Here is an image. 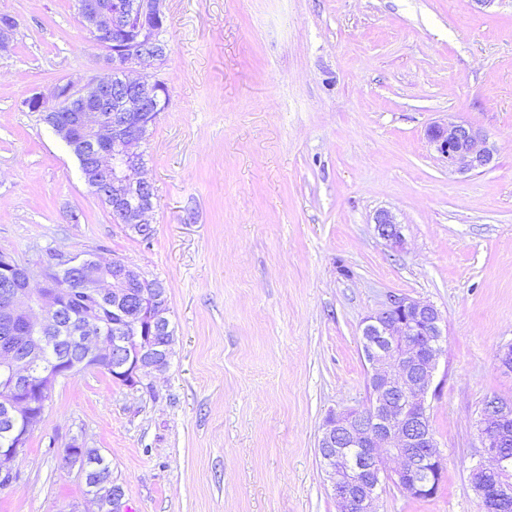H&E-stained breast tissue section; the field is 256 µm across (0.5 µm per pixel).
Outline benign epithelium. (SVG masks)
Returning <instances> with one entry per match:
<instances>
[{"label":"benign epithelium","instance_id":"obj_1","mask_svg":"<svg viewBox=\"0 0 512 512\" xmlns=\"http://www.w3.org/2000/svg\"><path fill=\"white\" fill-rule=\"evenodd\" d=\"M165 0H78V12L95 40L112 45L106 61L110 74L79 87L71 81L55 86L51 97L36 94L27 99L32 112L51 116L61 138H73L84 167L85 182L97 191L120 224L149 227L147 215L154 208L153 185L143 177L142 145L149 127L169 105L164 83L153 78L163 65L169 47ZM17 23L0 17V50L12 38ZM429 142L449 167L460 172L488 168L494 160L486 136L463 123L434 124L427 131ZM378 235L397 246L401 227L386 210L374 216ZM73 271L79 288L98 300H112L118 308L135 313L140 326V346L133 351L126 328L114 331L112 345L101 344L95 330L82 326L73 331L83 364H110L112 376L136 386L164 372L171 357L170 344L160 341L168 333L167 303L157 284L124 261L73 257L62 264ZM20 320L25 335H13ZM71 314L62 296L45 273L36 274L12 258L0 256V368L6 372L10 403L0 418L11 432L10 446L0 448V483L8 485L27 437L45 413L48 395L60 378L80 364L57 361L42 367V341L70 327ZM443 318L431 303L392 295L388 303L366 317L361 328V347L370 366V399L361 409L331 411L318 439V451L331 482L338 512H377V483L382 474L413 497L430 496L433 480L419 475L441 464L438 442L427 416V396L442 354ZM512 401L498 397L486 400L477 426L481 448L491 459L478 462L473 473H495L500 482L495 492L480 496L482 512H499L512 500V471L505 448L512 444ZM84 443L76 441L65 450L70 465H80L84 481H94L92 499L99 512H114L125 495L123 488L95 477L81 464ZM399 460L386 468L379 449Z\"/></svg>","mask_w":512,"mask_h":512}]
</instances>
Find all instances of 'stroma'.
Here are the masks:
<instances>
[{"label": "stroma", "mask_w": 512, "mask_h": 512, "mask_svg": "<svg viewBox=\"0 0 512 512\" xmlns=\"http://www.w3.org/2000/svg\"><path fill=\"white\" fill-rule=\"evenodd\" d=\"M0 255L32 271L119 258L168 289L175 344L137 387L58 379L0 487V512H96L71 441L98 449L118 512H336L317 448L329 411L368 401L363 320L389 296L445 316L430 394L436 494L378 512H479L486 399L512 400V0H166L155 79L170 105L143 145L150 240L84 182L32 95L102 76L77 0H0ZM480 129L484 170L448 168L434 123ZM392 213L403 242L373 223Z\"/></svg>", "instance_id": "stroma-1"}]
</instances>
